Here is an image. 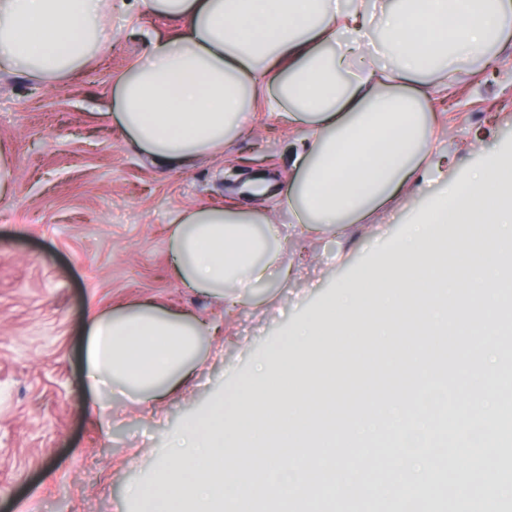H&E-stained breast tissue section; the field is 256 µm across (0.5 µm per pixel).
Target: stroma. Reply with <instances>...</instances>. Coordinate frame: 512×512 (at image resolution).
<instances>
[{
  "label": "stroma",
  "instance_id": "stroma-1",
  "mask_svg": "<svg viewBox=\"0 0 512 512\" xmlns=\"http://www.w3.org/2000/svg\"><path fill=\"white\" fill-rule=\"evenodd\" d=\"M173 26L113 13L107 49L59 90L0 75V145L17 176L13 200L0 202V512H138L124 491L152 477L171 427L232 395L257 368L276 370L275 348L341 284L387 264L405 225L470 169L512 152V57L460 65L447 100L434 104L442 126L433 149L447 176L416 172L367 235L313 233L304 259L288 241L300 278L253 289L225 311L173 277L170 221L232 195L233 172L286 184L288 144L303 132L259 98L250 133L220 155L186 170L152 164L108 113L115 78ZM144 301L223 324L222 343L204 351L189 393L92 412L82 386L86 318Z\"/></svg>",
  "mask_w": 512,
  "mask_h": 512
}]
</instances>
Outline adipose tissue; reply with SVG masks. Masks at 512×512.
Instances as JSON below:
<instances>
[{
	"label": "adipose tissue",
	"instance_id": "1",
	"mask_svg": "<svg viewBox=\"0 0 512 512\" xmlns=\"http://www.w3.org/2000/svg\"><path fill=\"white\" fill-rule=\"evenodd\" d=\"M177 20L114 83V123L171 168L215 156L252 122V102L303 130L290 150L287 223L235 203L178 212L176 278L225 309L288 282V236L360 224L394 199L432 150L426 86L447 92L457 65L512 45V0H0V73L58 88L108 46L113 12ZM396 58L391 72L380 52ZM219 326L151 302L91 313L85 387L139 404L189 378Z\"/></svg>",
	"mask_w": 512,
	"mask_h": 512
}]
</instances>
